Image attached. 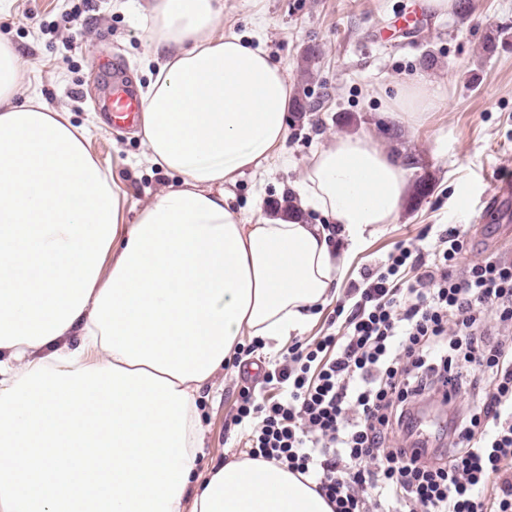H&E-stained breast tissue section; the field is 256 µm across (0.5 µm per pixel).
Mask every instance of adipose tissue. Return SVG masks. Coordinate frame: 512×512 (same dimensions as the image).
I'll use <instances>...</instances> for the list:
<instances>
[{
	"label": "adipose tissue",
	"instance_id": "1",
	"mask_svg": "<svg viewBox=\"0 0 512 512\" xmlns=\"http://www.w3.org/2000/svg\"><path fill=\"white\" fill-rule=\"evenodd\" d=\"M159 62L138 135L178 175L125 221L126 190L87 148L90 131L25 85L0 41V391L33 366L113 363L189 395L186 451L203 444L198 401L246 336L285 342L338 292L352 255L396 217L406 172L370 135L316 150L295 186L307 207L245 223L233 188L267 173L287 138L291 90L261 46L225 35L223 0H148ZM172 512H332L308 483L262 461L188 480Z\"/></svg>",
	"mask_w": 512,
	"mask_h": 512
}]
</instances>
